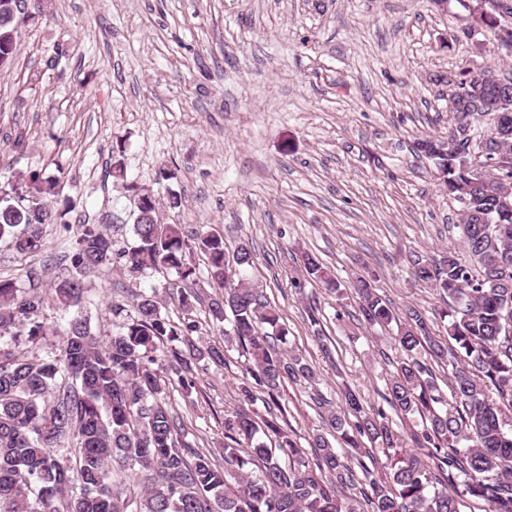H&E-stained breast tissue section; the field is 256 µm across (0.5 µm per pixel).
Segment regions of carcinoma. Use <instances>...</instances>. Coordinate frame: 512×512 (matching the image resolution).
I'll list each match as a JSON object with an SVG mask.
<instances>
[{
	"instance_id": "obj_1",
	"label": "carcinoma",
	"mask_w": 512,
	"mask_h": 512,
	"mask_svg": "<svg viewBox=\"0 0 512 512\" xmlns=\"http://www.w3.org/2000/svg\"><path fill=\"white\" fill-rule=\"evenodd\" d=\"M18 23L0 13V52L12 59ZM479 26L486 41L503 48L512 43V31L502 33L494 21ZM482 76L463 70L448 79L454 127L415 142L448 194L465 197L476 215L459 213L455 228L463 254L450 248L415 264V280L448 302L438 312L441 335L415 308L398 325L402 357L392 364L385 401L413 424L409 433L397 432L382 408L365 405L347 387L343 410L324 415L335 436L314 434L315 458L309 459L279 423L286 412L281 388L287 379L313 387L318 374L301 355L275 345L288 335L279 311L243 279L254 264L252 247L242 242L230 257L224 237L211 233L194 238L207 280L224 289V298L208 303V317L216 325L229 323L224 341L244 353L240 401H262L269 417L259 421L242 408L224 415L222 464L182 442V423L166 402L160 369L192 390L197 364L226 365L224 347L198 346L191 338L196 324L173 322L154 293L140 295L126 316L125 308L112 306L122 322L106 343L83 313L87 279L118 259L132 274H175L186 314L200 301L194 289L198 267L189 259L194 239L180 224L152 222L157 210L148 201L136 210L132 244L123 250L113 249L102 225L80 224L67 277L46 286L39 278L26 291L0 277V338L9 337L0 342V512H128L113 475L134 469L152 473L135 512H512V427L504 412L512 409V210L498 208L493 190L470 185L455 150L438 149L443 139L462 142L475 134L463 115ZM505 149L512 151V137L494 143L488 159L493 173L512 178V161L502 160ZM61 185L58 176L30 175L27 199L0 204V241L21 256L43 251V227L56 223ZM297 262L306 279L340 292L316 255L303 252ZM349 289L364 326L382 329L396 321L374 279L358 277ZM49 300L68 320L55 349L30 359L17 348L40 345L49 335L42 315ZM307 317L330 354L317 306L308 308ZM421 348L451 367L449 397L431 366L417 357ZM65 440L74 448L67 463L55 454ZM335 440L357 451L369 444L385 452L388 475L368 471L359 489L363 511L355 499L338 496V486L349 484L353 471L336 452ZM325 475L334 481L326 484Z\"/></svg>"
}]
</instances>
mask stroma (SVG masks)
Returning a JSON list of instances; mask_svg holds the SVG:
<instances>
[{
	"label": "stroma",
	"instance_id": "1",
	"mask_svg": "<svg viewBox=\"0 0 512 512\" xmlns=\"http://www.w3.org/2000/svg\"><path fill=\"white\" fill-rule=\"evenodd\" d=\"M469 0H45L20 22L18 55L0 73V182L63 172L73 204L62 223L43 228L45 250L20 257L0 242V276L28 285L68 275L64 225L103 224L131 243L134 202L112 177L158 200L181 195L164 222L220 233L227 249L248 242L245 273L275 305L287 347L317 369L316 387L288 382L283 398L301 445L322 432L312 391L341 407L342 388L384 405L393 330L370 331L351 297L304 282L297 259L315 254L341 283L367 273L398 317L443 308L439 293L415 281L416 260L458 247L459 205L440 186L414 143L448 130L447 78L467 67L512 74V57L474 46ZM38 82L27 84L29 74ZM169 180L157 179L160 167ZM153 271L102 268L84 312L102 341L117 323L111 307L161 291L162 310L183 312ZM317 304L336 347L327 360L306 311ZM200 365L187 393L167 385L184 421V440L220 452L224 416L240 408L244 359Z\"/></svg>",
	"mask_w": 512,
	"mask_h": 512
}]
</instances>
